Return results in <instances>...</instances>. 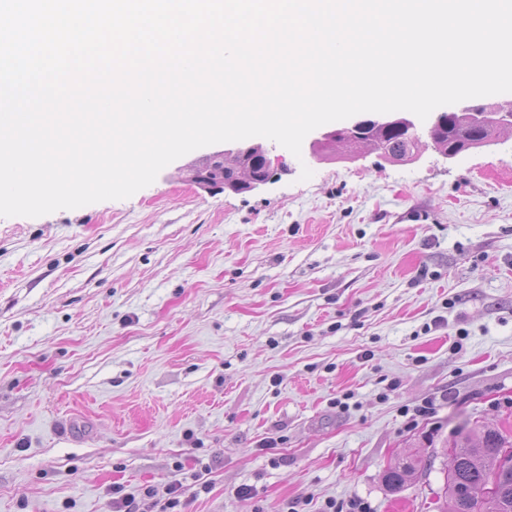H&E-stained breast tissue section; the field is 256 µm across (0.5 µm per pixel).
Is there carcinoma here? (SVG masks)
Returning a JSON list of instances; mask_svg holds the SVG:
<instances>
[{
  "mask_svg": "<svg viewBox=\"0 0 512 512\" xmlns=\"http://www.w3.org/2000/svg\"><path fill=\"white\" fill-rule=\"evenodd\" d=\"M435 146L449 152L459 151L470 144L481 145L498 136L496 130L474 128L462 117L450 113L442 122L428 131ZM365 147L382 156L404 158L418 151L420 138L396 128L368 127L360 132ZM263 147L241 158L234 165L222 162L206 169L209 182L216 188L243 192L239 171L246 170L256 177H264ZM452 459L444 487L440 512H512V455H503V449L512 448L509 441L496 428L474 424L450 445ZM426 461L409 452L403 462L387 467L382 483L391 493L399 492L408 476L426 468ZM494 486L493 494L487 493Z\"/></svg>",
  "mask_w": 512,
  "mask_h": 512,
  "instance_id": "obj_1",
  "label": "carcinoma"
}]
</instances>
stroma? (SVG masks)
Listing matches in <instances>:
<instances>
[{"mask_svg": "<svg viewBox=\"0 0 512 512\" xmlns=\"http://www.w3.org/2000/svg\"><path fill=\"white\" fill-rule=\"evenodd\" d=\"M263 146L254 190L188 181L200 148L130 198L0 217V512L172 486L183 512H438L464 423L512 441V132L404 163ZM410 448L432 462L389 493Z\"/></svg>", "mask_w": 512, "mask_h": 512, "instance_id": "stroma-1", "label": "stroma"}]
</instances>
